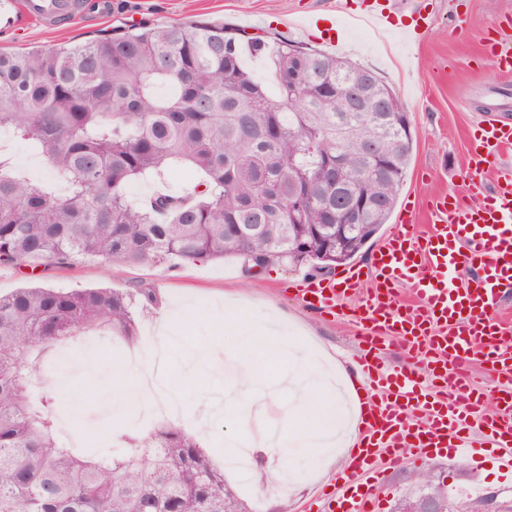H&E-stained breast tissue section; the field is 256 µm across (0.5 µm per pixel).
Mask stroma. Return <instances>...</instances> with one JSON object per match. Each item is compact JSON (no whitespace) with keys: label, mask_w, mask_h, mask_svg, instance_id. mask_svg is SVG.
I'll use <instances>...</instances> for the list:
<instances>
[{"label":"stroma","mask_w":512,"mask_h":512,"mask_svg":"<svg viewBox=\"0 0 512 512\" xmlns=\"http://www.w3.org/2000/svg\"><path fill=\"white\" fill-rule=\"evenodd\" d=\"M395 28L382 33L362 31L352 36L348 17L338 0H123L106 16H84L70 24L48 27L29 22L23 35L0 34V50L24 51L51 48L64 42L80 43L104 29L127 27L130 21L158 26L205 20L246 28L248 35L271 41L286 39L295 44L349 58L377 72L391 84L411 115L414 151L400 201L415 200L419 207L437 195L454 192L470 197L467 171V136L480 120L512 114V74L496 75L482 66L483 44L489 33L512 38V0H394ZM430 18L421 40L408 41L401 35L399 21L412 13ZM305 267L273 265L245 272L240 260L186 265L171 270L164 265H135L110 268L97 261L54 264L48 268L27 265L0 266V295L41 277L47 285L71 290L107 286L121 291L156 289V308L138 313V334L130 343L113 342L95 348L77 338L67 347L76 368H85L93 358V375L80 380L81 413L70 417V397L58 395L62 409L58 420L68 421L65 435L88 446L92 455H105L124 447V439L152 430L125 406L107 405L103 391L107 383L126 373L130 353L144 360L152 355L146 339L159 336L165 351L162 375L179 373L186 345H217L228 349L236 341L229 328L230 314L224 305L228 291L248 292L253 304L248 315L260 319L268 309L282 311L286 319L282 338L290 342H316L332 356L348 361L359 349L361 327L339 315L322 316L303 306L289 292L298 280L308 277ZM201 378L183 385L174 398L185 413L176 423L196 433L208 450L227 449L236 429L223 414L206 421L194 419V411L207 408L212 395L223 393L233 371L225 358L202 360ZM283 454L294 476L279 489L257 487L234 470L225 480L253 512H316L318 490L335 480L336 460L315 454L300 440L284 441ZM444 487L449 501L468 500L480 507L485 495L495 494L497 504L512 508V481L500 478L494 460L482 468L457 465L452 459L414 460L386 472L378 489L381 512H394L406 497L424 494L426 487Z\"/></svg>","instance_id":"35a3bbf8"}]
</instances>
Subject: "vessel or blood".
Listing matches in <instances>:
<instances>
[{
  "label": "vessel or blood",
  "mask_w": 512,
  "mask_h": 512,
  "mask_svg": "<svg viewBox=\"0 0 512 512\" xmlns=\"http://www.w3.org/2000/svg\"><path fill=\"white\" fill-rule=\"evenodd\" d=\"M60 0H0V32L21 22L66 21ZM355 21L378 31L391 25L384 0H366ZM494 73L512 72V41L495 39L484 54ZM512 151V124L491 120L471 131L468 174L477 196L453 194L433 200L424 232L413 225L420 211L408 204L400 229L381 242L372 270L353 266L339 283L305 279L298 297L313 312L333 314L340 292L359 293L353 316L362 323L361 353L350 374L359 400L358 432L343 455L335 494H323L321 512H379L374 489L381 466H403L408 457L462 456L480 465L483 447L498 451L512 475V387L483 395L472 385L474 362L512 374V325L498 310L512 287V169L485 190L486 172L498 170ZM470 268V277L460 275ZM412 277L419 304L400 305L397 285ZM395 339L409 359L384 370L376 356L383 337Z\"/></svg>",
  "instance_id": "vessel-or-blood-1"
}]
</instances>
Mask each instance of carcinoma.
<instances>
[{
  "mask_svg": "<svg viewBox=\"0 0 512 512\" xmlns=\"http://www.w3.org/2000/svg\"><path fill=\"white\" fill-rule=\"evenodd\" d=\"M267 58L272 84L244 68ZM373 81L381 102L353 109L351 90ZM174 84L179 95L156 92ZM0 127L40 151L65 185L51 194L0 154V265L37 268L76 260L178 268L226 258L334 270L371 241L336 239V189L378 207L357 220L380 232L413 155L410 113L370 68L232 25L142 23L35 51H0ZM389 159L370 176V154L339 142L342 130ZM182 166L199 173L186 195L130 204L125 187ZM112 288L45 286L0 295V512H250L224 497V467L173 423L126 438L106 461L60 441L44 354L104 330L137 336L133 306L157 303Z\"/></svg>",
  "mask_w": 512,
  "mask_h": 512,
  "instance_id": "carcinoma-1",
  "label": "carcinoma"
}]
</instances>
